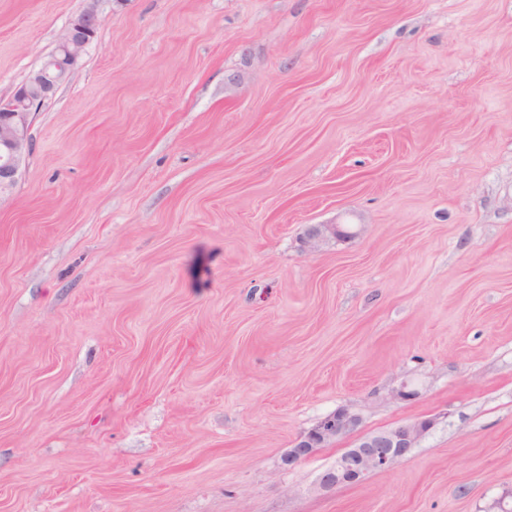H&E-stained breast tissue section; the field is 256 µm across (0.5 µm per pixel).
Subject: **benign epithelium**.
Instances as JSON below:
<instances>
[{"label": "benign epithelium", "instance_id": "1", "mask_svg": "<svg viewBox=\"0 0 512 512\" xmlns=\"http://www.w3.org/2000/svg\"><path fill=\"white\" fill-rule=\"evenodd\" d=\"M103 24L95 4L75 16L63 31L55 51L37 70L15 89L11 98L0 104V202L17 182L23 158L30 152V115L49 100L59 85L80 62L86 48L96 39ZM351 232L344 224H318L310 227L308 241L317 247L325 239L344 238ZM361 419L340 408L325 416L305 432L282 458L291 466L307 459L315 449L359 432ZM434 421L421 418L398 423L385 430L360 436L323 471L318 489L330 491L362 482L373 472L392 469L417 447Z\"/></svg>", "mask_w": 512, "mask_h": 512}]
</instances>
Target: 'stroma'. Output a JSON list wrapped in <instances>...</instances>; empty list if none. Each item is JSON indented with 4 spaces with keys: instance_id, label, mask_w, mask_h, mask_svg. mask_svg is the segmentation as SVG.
Segmentation results:
<instances>
[{
    "instance_id": "1",
    "label": "stroma",
    "mask_w": 512,
    "mask_h": 512,
    "mask_svg": "<svg viewBox=\"0 0 512 512\" xmlns=\"http://www.w3.org/2000/svg\"><path fill=\"white\" fill-rule=\"evenodd\" d=\"M91 4L0 202V512H507L512 0H0L1 100ZM339 408L434 426L323 492ZM352 233L344 224H318L310 227L308 231V241L313 248L318 247L325 239L344 238L351 236ZM361 419L347 409L340 408L325 416L305 432L299 440L284 453L282 461L291 466L307 459L316 448L337 442L359 432Z\"/></svg>"
}]
</instances>
